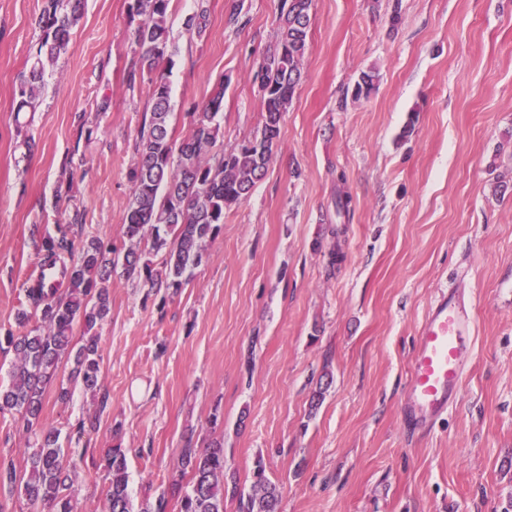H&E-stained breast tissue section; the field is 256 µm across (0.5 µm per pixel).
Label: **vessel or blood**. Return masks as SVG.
Instances as JSON below:
<instances>
[{
    "instance_id": "vessel-or-blood-1",
    "label": "vessel or blood",
    "mask_w": 512,
    "mask_h": 512,
    "mask_svg": "<svg viewBox=\"0 0 512 512\" xmlns=\"http://www.w3.org/2000/svg\"><path fill=\"white\" fill-rule=\"evenodd\" d=\"M475 317L454 290L441 292L419 330L401 415L407 429L429 427L459 396L472 350Z\"/></svg>"
}]
</instances>
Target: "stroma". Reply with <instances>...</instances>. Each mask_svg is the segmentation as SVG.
Instances as JSON below:
<instances>
[{
	"label": "stroma",
	"mask_w": 512,
	"mask_h": 512,
	"mask_svg": "<svg viewBox=\"0 0 512 512\" xmlns=\"http://www.w3.org/2000/svg\"><path fill=\"white\" fill-rule=\"evenodd\" d=\"M133 0H85L35 111L14 110L45 0H0V329L65 230L74 249L122 244L135 143L150 110ZM206 7L201 34L186 19ZM169 132L224 90L222 145L262 126L251 79L277 38L278 0H171ZM380 75L360 101L361 72ZM411 134H404L405 126ZM512 0H314L302 79L268 169L224 212L176 294L115 269L101 331L108 400L47 395L41 420L98 419L76 484L108 512L102 458L127 455L134 504L165 496L186 441L224 443V512L256 463L279 512H502L512 500ZM351 197L339 212L340 195ZM338 249L341 263L329 265ZM472 304L457 403L421 434L401 422L420 323L442 290ZM331 383L320 405L322 376ZM224 424L211 429L213 408ZM120 435H113V426Z\"/></svg>",
	"instance_id": "35a3bbf8"
}]
</instances>
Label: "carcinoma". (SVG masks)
<instances>
[{"mask_svg":"<svg viewBox=\"0 0 512 512\" xmlns=\"http://www.w3.org/2000/svg\"><path fill=\"white\" fill-rule=\"evenodd\" d=\"M170 0H134L141 17L136 30L140 48V77H148L152 102L144 116L135 145L136 161L130 175L134 192L122 218L124 248L99 237L86 240L78 256L63 266L65 292L48 294L40 288L25 290V304L17 313V328L0 335V350L13 353L9 382L0 385V416L24 422L32 434L24 449L25 468L0 460V493L26 502L28 512H86L78 502L73 455L63 447L61 430L41 421L50 388L65 404L79 385L97 396L101 391L100 329L110 314L109 281L117 266L127 277L149 289L178 293L189 282L224 224V210L249 197L264 177L277 145L284 113L302 78V60L308 49L313 0H279L280 30L273 49L252 74L263 99L260 131L237 148L215 149L222 135L224 89L218 88L201 112L192 114L191 128L179 144L171 141V95L168 74L175 51L169 40ZM83 0H46L38 24L42 38L32 57L27 78L15 89L16 110L24 112L44 88L47 65L66 53L72 28L81 18ZM379 75L361 73L351 88L354 100L376 90ZM42 251L54 263L69 251L66 235L46 236ZM162 255L159 263L151 259ZM80 327L82 344L74 343ZM73 366L67 381L58 380L63 360ZM109 512H167L159 496L135 508L129 491L126 453L116 444L105 452ZM187 484H182L184 477ZM172 486L181 492L178 512H224V443L197 448L187 441L180 454V469ZM279 487L256 462L244 512H279Z\"/></svg>","mask_w":512,"mask_h":512,"instance_id":"cac0c4a2","label":"carcinoma"}]
</instances>
